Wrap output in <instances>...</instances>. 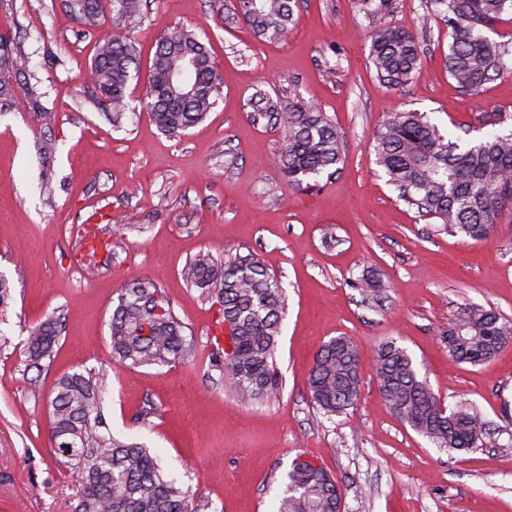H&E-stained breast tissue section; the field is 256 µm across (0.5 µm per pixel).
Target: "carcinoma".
Wrapping results in <instances>:
<instances>
[{"instance_id": "cac0c4a2", "label": "carcinoma", "mask_w": 512, "mask_h": 512, "mask_svg": "<svg viewBox=\"0 0 512 512\" xmlns=\"http://www.w3.org/2000/svg\"><path fill=\"white\" fill-rule=\"evenodd\" d=\"M297 0H234V14L256 37L282 42L294 25ZM393 0H379L370 10L374 34L370 63L392 88L411 82L421 55L409 28L387 20ZM436 14L451 29L445 65L461 92L475 96L488 81L512 72V44L493 40V29L512 0H432ZM64 8L84 27L96 29L107 11L117 31L101 38L87 72L97 107L123 126L127 89L138 62L134 32L144 17L145 0H63ZM24 69L20 48L0 34V102L14 97L11 78ZM223 80L206 46L186 28L165 31L157 40L145 93V107L165 133L178 136L203 122L219 96ZM284 132L277 156L288 187L307 190L317 178L333 175L342 161L336 125L310 102L288 104L270 99L253 114ZM377 163L384 168L398 198L453 226L474 240L485 238L504 210L512 206V133H492L477 143L452 141L427 114L390 113L374 136ZM181 275L205 300L219 306L210 365L244 401L268 399L279 391L278 337L287 297L278 279L252 255L215 261L199 254ZM62 321L48 314L30 332L26 371H36L29 386L39 387V373L59 342ZM233 349L224 346V336ZM449 356L460 363L481 364L512 342V320L492 309H461L444 332ZM112 365L135 369L169 366L193 358L184 325L156 282L135 283L126 290L110 322ZM104 372L65 373L56 380L51 400L50 439L55 456L80 480L82 491L73 512H214L209 499H197L167 477L160 460L144 444L115 437L102 411ZM375 377L396 418L438 447L450 452L478 446L485 423L475 410L443 409L420 378L407 351L394 341L376 353ZM314 402L327 414L344 412L357 401L360 365L356 345L344 336L321 346L308 379ZM340 489L323 468L293 464L276 512H336Z\"/></svg>"}]
</instances>
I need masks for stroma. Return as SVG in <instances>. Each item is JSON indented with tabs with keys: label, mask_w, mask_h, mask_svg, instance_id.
Masks as SVG:
<instances>
[{
	"label": "stroma",
	"mask_w": 512,
	"mask_h": 512,
	"mask_svg": "<svg viewBox=\"0 0 512 512\" xmlns=\"http://www.w3.org/2000/svg\"><path fill=\"white\" fill-rule=\"evenodd\" d=\"M287 42H266L227 0H147L137 35L131 114L114 128L85 80L112 20L85 28L61 0H0V34L17 42L25 74L0 107V275L12 300L0 315V512H72L80 486L51 451L50 401L63 373L105 371L111 432L145 443L171 478L217 512H275L293 461L337 481L342 512H512V344L481 365L453 362L442 333L467 305L512 319V207L483 240L419 216L377 165L386 113L424 112L445 136L473 143L512 132V74L479 95L444 67L451 38L430 0H393L421 67L384 86L369 63L370 18L359 0H298ZM196 31L224 78L207 118L164 134L143 105L149 60L165 29ZM39 98L44 117L29 112ZM317 105L343 137L344 161L312 190L288 187L275 162L281 131L253 121L262 98ZM54 154L40 150L44 139ZM111 241L88 253L85 242ZM255 255L280 280L288 311L279 338L276 398L240 402L210 368L217 309L181 270L199 254ZM380 279L379 300L355 283ZM156 281L192 340L191 361L111 364L112 312L127 284ZM60 315L58 345L26 383L31 329ZM357 346L360 397L327 415L308 377L321 345ZM397 341L447 407L477 409L479 448L448 452L402 424L379 393L374 358Z\"/></svg>",
	"instance_id": "obj_1"
}]
</instances>
